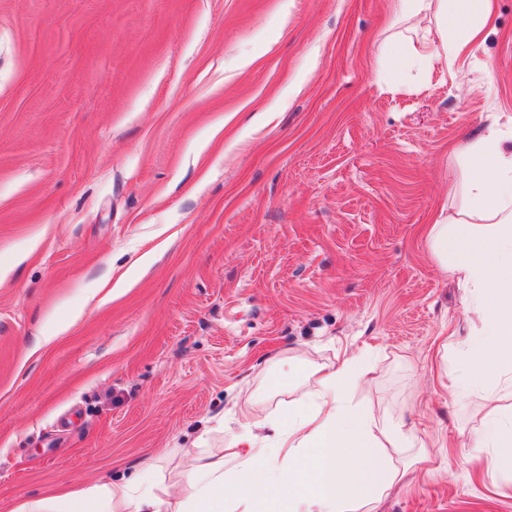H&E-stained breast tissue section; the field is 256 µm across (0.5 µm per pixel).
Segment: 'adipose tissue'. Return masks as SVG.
<instances>
[{"mask_svg": "<svg viewBox=\"0 0 512 512\" xmlns=\"http://www.w3.org/2000/svg\"><path fill=\"white\" fill-rule=\"evenodd\" d=\"M407 21L406 54L382 81H397L408 68L433 69L439 56H457L491 18V0H394ZM435 16L443 48L434 54L428 32L414 21ZM464 174L465 210L438 214L428 230L430 249L465 286L477 314L460 360L446 373L449 396L464 401L476 390L512 395V147L498 123L456 148ZM373 367L353 354L331 365H312L314 387L276 421V448L264 445L257 423L245 422L219 452L189 453L178 480H154V460L138 479H121L73 490L51 500L20 504L16 512H375L408 473L396 457L422 441L405 422L375 417L356 400ZM487 468L512 479V412L492 408L474 432Z\"/></svg>", "mask_w": 512, "mask_h": 512, "instance_id": "obj_1", "label": "adipose tissue"}]
</instances>
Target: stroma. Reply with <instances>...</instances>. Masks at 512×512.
<instances>
[{"mask_svg": "<svg viewBox=\"0 0 512 512\" xmlns=\"http://www.w3.org/2000/svg\"><path fill=\"white\" fill-rule=\"evenodd\" d=\"M394 0H0V512L223 447L368 351L360 397L429 447L377 512H512L442 347L471 324L425 228L452 153L512 132V0L376 79Z\"/></svg>", "mask_w": 512, "mask_h": 512, "instance_id": "35a3bbf8", "label": "stroma"}]
</instances>
